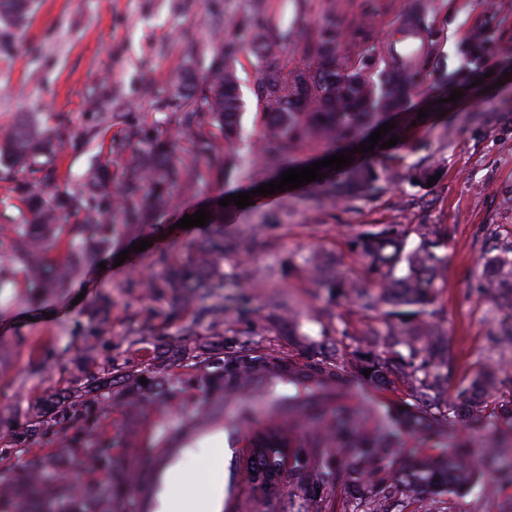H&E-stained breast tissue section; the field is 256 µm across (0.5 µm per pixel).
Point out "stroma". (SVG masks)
Listing matches in <instances>:
<instances>
[{
	"instance_id": "1",
	"label": "stroma",
	"mask_w": 512,
	"mask_h": 512,
	"mask_svg": "<svg viewBox=\"0 0 512 512\" xmlns=\"http://www.w3.org/2000/svg\"><path fill=\"white\" fill-rule=\"evenodd\" d=\"M259 7L277 11L281 25L294 30L276 59L298 68L314 64L305 47L319 33L324 8L336 19L339 62L356 65L367 46L387 42L410 13L423 16L433 33L430 63L421 70L423 92L393 114L398 143L382 153L353 155L354 165L378 172V191L342 203L312 182L225 210L224 240L232 248L220 262L223 317L196 323L199 288L153 301L147 285L158 272L156 256L203 245L212 232L179 228L180 219L269 177L250 152L263 127L259 62L239 53L232 67L245 103L236 148L240 171L225 172L220 157L202 165L197 188L176 193L133 229L111 210L108 243L100 242L85 210L69 211L51 233L47 262L63 263L76 240L98 251L99 264L85 267L65 290L42 289L35 302L25 271L0 285V512H15L34 462L45 477L64 473L80 487L98 481L97 472L62 449L58 435L30 434L34 412L82 391L76 366L87 344L96 346L99 362H111L112 388L98 398L91 418L73 422L67 435L84 448L111 446L125 462L98 512H142L134 494L138 473L160 464L166 437L214 396L218 378L240 394L244 417L255 403L291 394L289 368L356 350L358 337L380 327V313L360 312L312 272L373 287L379 275L353 247L354 237L373 224H433L446 239L432 321L448 346L449 363L441 369L447 396L490 360L500 369L502 395H512V350L491 342L498 331L496 302L473 290L487 225L512 224V0H305L301 9L296 0H34L19 23L0 25V253L11 249L14 225L29 215L21 186L47 198L79 194L91 169L107 160L112 179L104 193L116 200L135 153L126 142L129 127H138L143 141L170 137L189 147L181 113L166 105L171 91L184 79L203 84L234 23ZM486 27L494 30L485 63L493 75L481 87L460 83L462 98L450 102L438 75L464 69L461 45ZM420 109L426 117L409 123V114ZM21 123L38 132L41 144L28 167L15 165L7 150ZM421 164L438 173L437 182L414 181ZM140 240L148 248L133 252ZM121 253L126 260L120 264ZM102 295L112 300L103 310L95 305ZM270 364L275 376L268 380L227 378L241 365ZM141 378L145 386L133 389L132 380ZM415 404L398 378L386 389L356 380L351 391L328 400L329 408L368 415ZM491 439L512 457V426L504 423L455 424L439 440L405 431L399 461L446 453L457 440L478 447ZM301 454L285 489L271 496L239 473L237 512H364L373 496L382 512H420L424 504L430 512H512V481L493 472L469 491L421 501L380 480L345 488L339 476L351 460L349 449L305 448Z\"/></svg>"
}]
</instances>
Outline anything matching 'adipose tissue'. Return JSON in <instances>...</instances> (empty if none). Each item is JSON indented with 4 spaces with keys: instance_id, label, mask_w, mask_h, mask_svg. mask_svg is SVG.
<instances>
[{
    "instance_id": "adipose-tissue-1",
    "label": "adipose tissue",
    "mask_w": 512,
    "mask_h": 512,
    "mask_svg": "<svg viewBox=\"0 0 512 512\" xmlns=\"http://www.w3.org/2000/svg\"><path fill=\"white\" fill-rule=\"evenodd\" d=\"M223 446L224 435L220 432L190 442L182 451V461L170 468L165 485L155 498L153 512H181L183 488L193 479L200 483V496L207 512H222L224 465L220 454Z\"/></svg>"
}]
</instances>
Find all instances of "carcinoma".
Listing matches in <instances>:
<instances>
[{
    "mask_svg": "<svg viewBox=\"0 0 512 512\" xmlns=\"http://www.w3.org/2000/svg\"><path fill=\"white\" fill-rule=\"evenodd\" d=\"M30 0H0V23L9 24L23 18ZM241 30L239 40L224 44V52L215 55L209 77L202 88L184 85L175 92L168 106L185 113V125L190 127L198 115L208 116L224 132V142L235 145L239 138V118L244 101L238 89L237 78L229 61L236 51L247 48L256 57L266 59L274 55L288 33L278 29L274 14L261 13L236 24ZM404 45L390 42L382 47L366 49L367 60L380 69L377 77L364 71V67L336 63V28L330 13H325L321 35L309 42L308 55L317 62L314 69L286 70L265 65L260 71L257 97L263 103L264 128L259 135L263 166L278 174L295 167L293 154L302 145L315 138L325 141L328 148L339 149L369 143L366 131L388 122V110L399 107L419 88V68L428 63L427 47L432 31L418 15L408 18ZM488 29L477 32L463 46L462 52L469 62L468 73L479 72L485 64L486 44L491 42ZM35 134L25 125H19L11 134L10 151L17 163L26 162L34 151ZM196 156H191L168 140H156L138 149L135 162L126 172L123 194L117 207L124 222L130 226L141 223L143 215L168 205L172 191L193 190L201 178L196 159L215 157V145L199 133L193 134ZM110 163L106 162L89 172L87 193L92 194L112 178ZM343 180L336 183V199L345 200L361 191L377 189L379 175L371 168L349 167L342 170ZM32 223L51 226L63 212L78 209L82 198L74 194H58L45 199L32 189L26 190ZM417 245L405 250L409 232L397 224H374L357 234L353 246L370 260L380 273L377 289L370 291L355 283L340 279L329 287L355 296L359 307L365 311L384 312L385 330H373L366 339V350L350 359L334 363L319 360L307 369L288 372V383L295 388L288 399V419L304 416L314 423L324 420L327 405L317 395L318 378L336 380L342 386V369L350 366L368 384L384 386L393 376H402L422 402L421 411L406 419V426L414 431L424 429L431 435L444 432L450 424L479 421L490 416L502 417L512 423V399L500 400L489 405L499 391L497 375L487 366L464 379L457 389L455 401L444 398L445 387L439 376L432 372L433 358L445 354L439 346L440 334L434 325L424 319L427 308L434 304L439 289L435 285L437 267L441 262L438 251L446 246L437 232L428 224H419L415 230ZM490 247L484 249L479 263L484 268L477 278V288L483 294L508 292L507 308L512 315V224H491L488 227ZM51 239L43 238L31 246L26 225L15 228L13 260L21 263L31 280L51 288L68 287L73 276L91 262L94 255L80 245H73L64 263L49 266L43 257ZM155 263L163 267L160 278L151 282L152 299H165L167 288H193L202 280L210 281L214 288L224 287L218 269L205 257L192 256L172 262L161 254ZM423 342L428 356L418 364L413 360L384 357L377 353L381 342L393 345H411ZM97 361L96 347L83 348V360L78 370L85 374V393L46 409L34 424L33 433L45 430H64L78 419L92 415L86 397L92 391L108 389L99 375L90 371ZM371 370L370 375L363 370ZM342 431L348 442L338 443V448H355L357 453L348 468L345 484L356 486L368 473L374 462L392 467L391 477L395 486L422 495L431 491L458 492L481 477L482 465L491 464L495 458L494 446L485 445L479 459L469 453L452 449L448 454L434 458L414 460L397 467L399 454L398 431L377 416V432L365 430V419L357 409L346 411L341 418ZM68 452L82 458L94 471H102L105 483L83 489L79 499L86 505V512L112 493V470L116 460L112 446H104L88 454L85 449L66 446ZM31 493L45 501L46 512H56L57 503L70 495L66 482L44 487L32 484Z\"/></svg>",
    "mask_w": 512,
    "mask_h": 512,
    "instance_id": "cac0c4a2",
    "label": "carcinoma"
}]
</instances>
